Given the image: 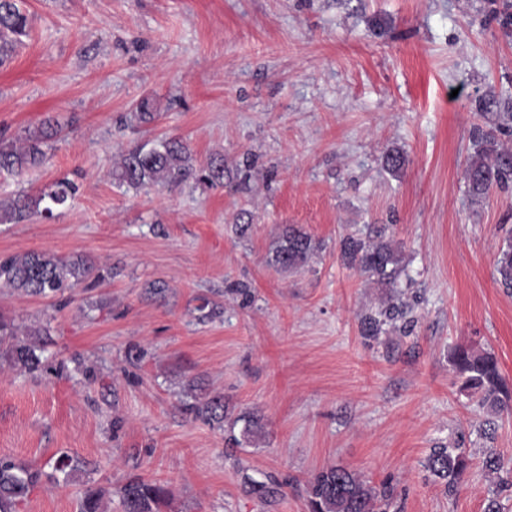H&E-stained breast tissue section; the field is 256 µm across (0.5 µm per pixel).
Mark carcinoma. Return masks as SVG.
<instances>
[{
  "mask_svg": "<svg viewBox=\"0 0 512 512\" xmlns=\"http://www.w3.org/2000/svg\"><path fill=\"white\" fill-rule=\"evenodd\" d=\"M30 17L18 0H0V63L8 59L22 38L29 35ZM58 122L48 117L38 126L25 131L21 138L0 142V173L17 176L41 166L46 158L45 147L60 133ZM475 152L464 168L468 193L475 199L489 195L495 187L512 183V148L501 145L490 133L479 128L473 131ZM407 159L403 152L390 150L382 157V167L400 172ZM112 176L135 189L176 188L193 182L210 188L224 186L231 179L224 158L214 157L203 164H194L187 141L169 137L148 148L144 145L123 151L112 170ZM77 190L66 178L56 180L38 194L22 191L0 201V223L20 224L35 215L53 216L54 209L66 205ZM320 249V244L303 228L287 225L272 250L270 264L282 271L301 269ZM341 258L369 280L382 288L398 287L406 261L402 246L387 237L386 227L366 226L340 240ZM94 271L91 259L77 256L61 259L49 252L27 251L0 259V288H8L32 297H49L72 288ZM494 271L496 282L512 290V242L499 252ZM411 309L398 297L391 296L374 314L361 319V335L377 339L390 331L409 334L415 319ZM9 340L6 356L13 364L36 370L41 359L35 347L18 339L14 323L0 318V341ZM449 361L458 374L459 390L478 398V404L494 415L512 413V389L500 374L494 356L487 351L458 347ZM188 410L209 422L224 423V397L213 395L196 401ZM469 459L460 442L438 444L431 448L426 468L444 481L448 494H454L462 483ZM482 466L495 481V489L486 499L484 512H501L500 495L512 489V468L505 469L501 453L491 448ZM41 478V472L0 457V512H16V506L29 497ZM310 512H379L381 502L390 496L383 485L377 489L341 466H329L313 475L307 484ZM166 491L160 484L134 479L120 489L122 512H157ZM104 493L88 488L80 502V512H103Z\"/></svg>",
  "mask_w": 512,
  "mask_h": 512,
  "instance_id": "obj_1",
  "label": "carcinoma"
}]
</instances>
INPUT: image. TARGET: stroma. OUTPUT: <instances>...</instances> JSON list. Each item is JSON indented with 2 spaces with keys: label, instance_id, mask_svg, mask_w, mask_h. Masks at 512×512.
Instances as JSON below:
<instances>
[{
  "label": "stroma",
  "instance_id": "stroma-1",
  "mask_svg": "<svg viewBox=\"0 0 512 512\" xmlns=\"http://www.w3.org/2000/svg\"><path fill=\"white\" fill-rule=\"evenodd\" d=\"M510 4L20 0L32 28L0 64V138L48 115L63 131L43 166L0 174V200L63 177L78 191L51 218L0 224V257L84 255L96 274L50 299L0 288V317L43 360L0 356V457L43 473L18 512H78L88 486L122 512L136 477L166 488L159 512H308L309 477L333 465L390 484L388 512H483L482 461L512 455V415L481 436L448 356L488 351L512 383V295L494 280L512 188L477 202L463 177L475 127L512 145ZM147 93L157 117L142 123ZM172 136L231 168L252 153L243 189L117 186L121 151ZM391 148L407 157L397 176ZM287 224L323 244L297 272L268 263ZM365 224L404 247L410 335L360 332L384 291L339 241ZM208 393L223 426L185 409ZM254 414L262 434L243 439ZM460 437L469 468L450 496L424 462ZM63 453L79 464L68 477ZM273 480L280 495L252 493Z\"/></svg>",
  "mask_w": 512,
  "mask_h": 512
}]
</instances>
